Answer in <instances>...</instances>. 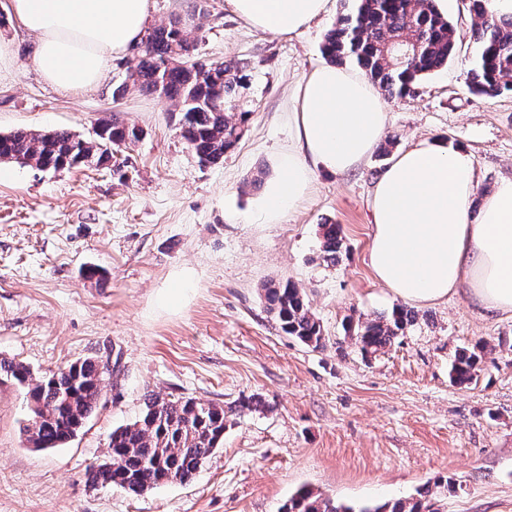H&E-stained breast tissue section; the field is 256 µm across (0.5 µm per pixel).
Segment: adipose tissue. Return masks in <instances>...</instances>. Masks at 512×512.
I'll use <instances>...</instances> for the list:
<instances>
[{"mask_svg":"<svg viewBox=\"0 0 512 512\" xmlns=\"http://www.w3.org/2000/svg\"><path fill=\"white\" fill-rule=\"evenodd\" d=\"M248 26L302 33L330 0H225ZM151 0H10L36 40L46 81L78 92L146 32ZM293 145L266 184L262 213L276 222L308 192L318 170L355 169L381 142L387 113L373 83L325 64L297 86ZM368 266L378 282L417 306L465 295L488 315L512 316V179L480 191L472 155L436 139L401 151L376 181Z\"/></svg>","mask_w":512,"mask_h":512,"instance_id":"1","label":"adipose tissue"}]
</instances>
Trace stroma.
Returning a JSON list of instances; mask_svg holds the SVG:
<instances>
[{"label":"stroma","mask_w":512,"mask_h":512,"mask_svg":"<svg viewBox=\"0 0 512 512\" xmlns=\"http://www.w3.org/2000/svg\"><path fill=\"white\" fill-rule=\"evenodd\" d=\"M447 2L456 54L416 93L385 97L387 149L345 173L320 171L274 224L252 180L287 151L295 88L325 64L324 36L350 0L288 37L206 0L187 27L198 56L248 65L231 107L247 113L246 132L217 166L188 149L174 101L119 92L137 50L110 61L97 87L68 94L46 82L33 37L7 19L0 134L66 128L90 139L116 117L142 136L100 170L0 162V357L39 377L88 357L120 368L77 436L43 450L25 439L23 389L0 383V512H278L303 487L358 505L426 485L440 512H512V317H481L452 296L416 308L414 323L368 357L344 329L402 304L366 262L371 191L393 155L442 139L471 153L481 187L512 178V93L469 92L475 16L468 0ZM326 223L344 237L333 263L322 258ZM180 280L179 306L159 307L157 294ZM287 280L319 319L324 347L285 335L266 312L264 285ZM479 341L481 372L454 384L457 352ZM150 391L224 405L222 444L187 483L138 496L90 486L88 467ZM248 397L261 406L237 414Z\"/></svg>","instance_id":"1"}]
</instances>
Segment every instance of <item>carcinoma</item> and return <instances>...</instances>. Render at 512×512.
Masks as SVG:
<instances>
[{"label": "carcinoma", "instance_id": "carcinoma-1", "mask_svg": "<svg viewBox=\"0 0 512 512\" xmlns=\"http://www.w3.org/2000/svg\"><path fill=\"white\" fill-rule=\"evenodd\" d=\"M470 11L480 19L473 25L476 44L467 84L473 94L497 97L512 92V19L488 15L486 0H470ZM410 35L418 49L404 62L384 53L395 39ZM457 45V27L441 16L433 0H352L325 36L322 54L332 63L356 65L378 88L391 97H402L416 89L426 76L446 67ZM247 66L237 62L198 58L195 46L183 30L181 20L154 28L142 42L141 59L126 76L122 90L162 94L176 101L177 126L181 137L200 161L209 165L224 162L245 133L248 113L227 112L246 80ZM104 135L82 139L67 130L35 132L17 129L0 134V156L18 157L41 170L77 166L104 167L124 148L139 139L141 130L117 119L101 123ZM324 259L336 261L343 246L340 225L322 224ZM267 312L280 330L315 349L325 336L310 311L304 294L290 282L265 286ZM414 321L412 312L396 308L388 317L357 321L348 332L361 351L375 354L390 346ZM482 345L463 349L450 371L459 385L470 382L482 360ZM109 363L86 358L36 378L31 369L0 359V382L27 389L33 406L27 442L35 448H56L74 438L95 412L101 387L112 379ZM224 406L193 398L165 399L145 396V409L130 424L112 431L107 455L86 471L89 484L120 488L140 495L171 482L192 480L203 462L224 438ZM279 512H436L426 491L419 496L355 508L301 489Z\"/></svg>", "mask_w": 512, "mask_h": 512}]
</instances>
